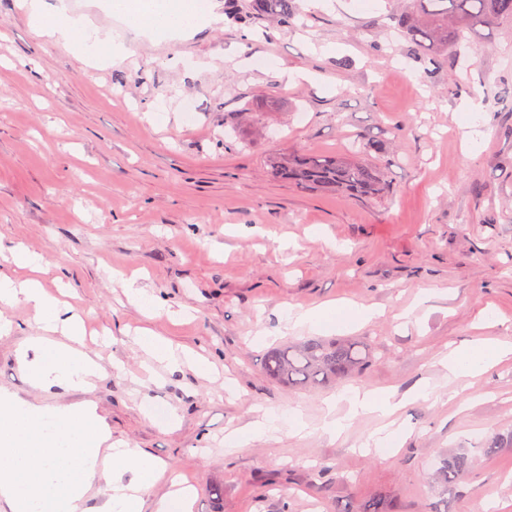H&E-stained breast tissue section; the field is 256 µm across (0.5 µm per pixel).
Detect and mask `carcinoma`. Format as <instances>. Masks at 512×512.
I'll use <instances>...</instances> for the list:
<instances>
[{
	"label": "carcinoma",
	"mask_w": 512,
	"mask_h": 512,
	"mask_svg": "<svg viewBox=\"0 0 512 512\" xmlns=\"http://www.w3.org/2000/svg\"><path fill=\"white\" fill-rule=\"evenodd\" d=\"M236 13L239 23L249 27L268 22L286 27L295 14L293 0H242ZM400 25L415 62L427 55H439L455 47L463 32L499 20H512V0H406ZM385 143L369 139L359 155L305 151L274 152L267 160L279 179L303 190L337 196L382 199L392 193L383 169L369 162L380 155ZM372 360L369 347L352 339L309 338L299 344L268 350L262 361L265 374L286 387H328L349 382L367 369ZM472 467L465 454L447 455L439 460L434 480L443 490L458 484Z\"/></svg>",
	"instance_id": "cac0c4a2"
}]
</instances>
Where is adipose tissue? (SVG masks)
<instances>
[{
  "label": "adipose tissue",
  "mask_w": 512,
  "mask_h": 512,
  "mask_svg": "<svg viewBox=\"0 0 512 512\" xmlns=\"http://www.w3.org/2000/svg\"><path fill=\"white\" fill-rule=\"evenodd\" d=\"M108 10L122 14L128 24L155 35L198 30L216 22L212 6L204 0H105ZM29 19L40 34L63 41L75 52L97 61L122 59L126 53L106 32L91 31L87 16L72 12L68 0H27ZM15 271L29 272L24 282L0 272V308L22 302L42 331L26 348L32 356L26 365L35 387L84 389L99 378L104 368L82 350L84 323L79 316H64L60 301L43 288L34 274L40 256L22 247L11 251ZM372 309L359 305L288 308L289 327L323 332L348 329L369 321ZM512 355L511 342H472L448 354L452 379L486 370ZM344 414L328 411L321 429L329 437L345 432L350 421L365 413L390 417L399 407L390 396L361 388L344 392ZM306 423L300 412L266 413L246 427L224 436L228 448H244L281 431L300 433ZM108 439L88 411L73 409L62 415L42 411L7 394H0V502L8 512H87L85 496L95 484H105L108 496L101 512H143L147 497L162 478L160 463L133 448L112 451L110 466L98 464L99 451ZM131 473L128 483L117 476Z\"/></svg>",
  "instance_id": "obj_1"
}]
</instances>
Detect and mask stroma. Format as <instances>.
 <instances>
[{
	"instance_id": "stroma-1",
	"label": "stroma",
	"mask_w": 512,
	"mask_h": 512,
	"mask_svg": "<svg viewBox=\"0 0 512 512\" xmlns=\"http://www.w3.org/2000/svg\"><path fill=\"white\" fill-rule=\"evenodd\" d=\"M99 3L75 8L124 43L121 62L88 63L37 34L21 0H0V248L43 257L44 286L83 312L84 350L105 373L88 389H34L18 353L41 331L20 305L5 312L15 329L0 338V393L88 407L111 442L164 465L155 496L173 476L190 485L193 512H351L377 497L424 512L442 494L449 512H512V358L454 381L443 365L463 343L512 341V101L500 97L512 21L416 63L399 0H295L279 30L244 27L212 0L219 22L179 38L146 37ZM466 107L482 116L475 140L457 123ZM246 111L264 112L262 125L239 123ZM367 138L386 145L385 199L307 193L265 164ZM111 268L186 317L144 320ZM329 303L377 312L323 336L370 344L354 384L401 399L400 448L362 450L384 423L375 414L338 438L321 432L345 385L288 388L262 369L254 336L305 340L285 310ZM144 325L205 351L219 379L186 366L143 377ZM421 384L436 397L413 398ZM454 389L468 402L449 400ZM294 408L303 433L225 447L257 410ZM488 435L504 440L489 457ZM446 453L476 459L447 492L432 479Z\"/></svg>"
}]
</instances>
